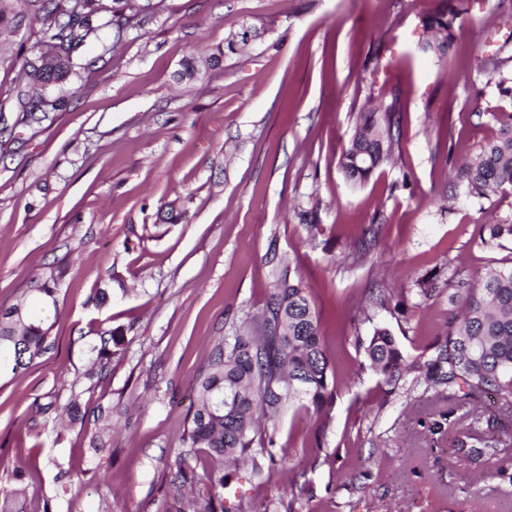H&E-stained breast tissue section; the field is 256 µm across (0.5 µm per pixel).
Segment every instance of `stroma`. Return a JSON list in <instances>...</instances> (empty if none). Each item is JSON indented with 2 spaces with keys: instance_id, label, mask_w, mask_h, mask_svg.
<instances>
[{
  "instance_id": "obj_1",
  "label": "stroma",
  "mask_w": 512,
  "mask_h": 512,
  "mask_svg": "<svg viewBox=\"0 0 512 512\" xmlns=\"http://www.w3.org/2000/svg\"><path fill=\"white\" fill-rule=\"evenodd\" d=\"M448 0H161L113 54L88 45L72 94L0 146V308L47 266L65 270L54 348L0 376V503L10 512H166L170 467L212 342L259 315L270 257L307 283L333 362L323 412L294 400L275 432V467L229 482L231 512H512V480L451 463L430 444L426 398L390 390L360 340L387 327L405 353L446 329L447 293L427 272L477 279L512 267V188L468 195L453 165L493 140L512 97L489 84L512 57L500 0H449L454 49L426 50L425 16ZM255 30L222 68L176 83L188 58ZM381 48L378 69L364 63ZM399 92L402 154L354 187L340 157L368 94ZM183 202L187 219L157 220ZM318 206L300 223L293 205ZM383 229L365 259L355 244ZM109 288L98 308L88 298ZM384 291L385 306L372 296ZM121 329L102 380L85 377L98 326ZM82 416L69 417L71 400ZM112 432L92 439L97 410ZM24 469L23 482L13 477ZM479 499H472V492Z\"/></svg>"
}]
</instances>
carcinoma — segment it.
<instances>
[{
	"label": "carcinoma",
	"mask_w": 512,
	"mask_h": 512,
	"mask_svg": "<svg viewBox=\"0 0 512 512\" xmlns=\"http://www.w3.org/2000/svg\"><path fill=\"white\" fill-rule=\"evenodd\" d=\"M150 8L137 6L136 0H0V68H19L15 124L37 123V113L60 107L63 99L52 97L51 91L85 68L80 50L87 39L111 30L118 41L138 13ZM459 18L460 11L449 5L423 19L424 28L434 33L429 49L449 54L456 31L462 29ZM503 65L500 59L492 62L489 80L508 95L512 75ZM372 100L365 97L341 157L342 172L354 185L394 162L400 152L398 94L392 92L390 100L375 105ZM456 177L477 197L512 186V117L476 157L459 165ZM158 218L178 224L186 220L187 210L173 201L159 210ZM484 230L481 242L486 247L512 240V223L486 224ZM273 274L274 288L261 315L234 335L218 337L196 377V406L188 413L182 442L205 450L213 467L201 477L187 458L178 457L166 512H224V488L229 485L224 464L250 460L253 473L261 474L257 455L276 464L269 447L285 405L303 398L320 411L333 398L321 316L307 284L287 266H274ZM61 277L59 268L48 266L33 281L30 291L38 310L25 299L0 309V373L21 374L54 347ZM445 285L458 308L450 313L443 338L410 356L388 329L376 328L360 343L369 367L393 391L423 384L438 402L471 405L492 392L503 406L512 407V269H489L477 283L452 273ZM120 336L116 329H100L87 378L102 375ZM507 437L476 411L467 425L448 432V443L455 448V464L463 465L495 454ZM203 480L208 496L194 495Z\"/></svg>",
	"instance_id": "1"
}]
</instances>
